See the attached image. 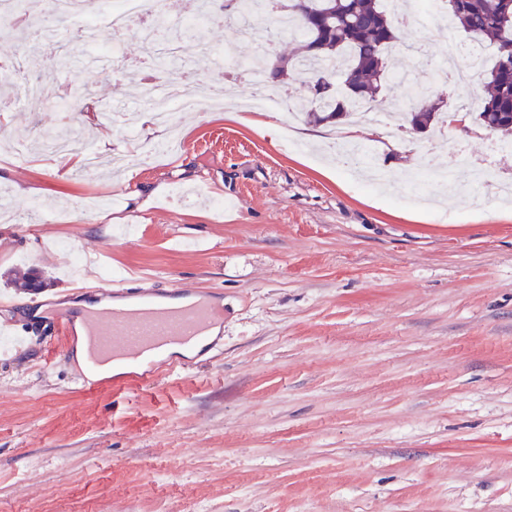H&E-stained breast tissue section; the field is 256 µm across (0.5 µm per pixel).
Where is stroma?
Masks as SVG:
<instances>
[{
    "label": "stroma",
    "instance_id": "obj_1",
    "mask_svg": "<svg viewBox=\"0 0 512 512\" xmlns=\"http://www.w3.org/2000/svg\"><path fill=\"white\" fill-rule=\"evenodd\" d=\"M397 35L411 81L376 97L383 122L420 85L458 108L430 63L465 34L428 22ZM119 41L115 58L31 49L43 111L0 91V202L17 214L0 223V295L26 298L11 280L31 268L46 282L39 299L68 294L52 248L65 240L105 250V267L139 271L143 287L177 276L215 291L221 341L190 370L93 393L76 361L53 353L0 362V512H512V203L465 166L389 202L322 159L336 125L236 121L232 101L147 132L127 83L143 44L134 30ZM203 44L256 54L218 19L186 32L184 70L215 89L228 66L200 59ZM79 89L98 124L73 153L95 162L12 158L77 124L61 104ZM382 132L356 138L390 191L460 146L512 176V148L490 152L503 136L479 125L388 144ZM217 195L220 211L208 204ZM35 201L50 204L38 233L24 218Z\"/></svg>",
    "mask_w": 512,
    "mask_h": 512
}]
</instances>
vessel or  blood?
<instances>
[{"label": "vessel or blood", "instance_id": "1", "mask_svg": "<svg viewBox=\"0 0 512 512\" xmlns=\"http://www.w3.org/2000/svg\"><path fill=\"white\" fill-rule=\"evenodd\" d=\"M134 280V275L128 273L114 286L101 279L95 265H88L74 281L73 293L112 298L115 307L77 315L62 308L54 317L59 355L70 357L81 343L91 360L80 382L84 391L99 390L105 383L97 363L126 360L132 367V381L150 383L155 381V373L139 368L145 355L171 345L202 355L215 345L211 327L214 321L223 319L224 309L215 305L211 292L187 288L178 279L160 290L134 287ZM44 343L42 337L23 334L13 321H0V360L13 359Z\"/></svg>", "mask_w": 512, "mask_h": 512}]
</instances>
